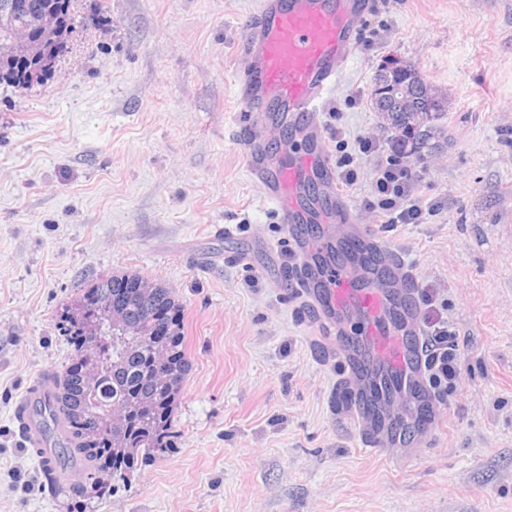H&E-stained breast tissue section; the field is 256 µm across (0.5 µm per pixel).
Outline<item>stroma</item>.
<instances>
[{
  "label": "stroma",
  "instance_id": "stroma-1",
  "mask_svg": "<svg viewBox=\"0 0 512 512\" xmlns=\"http://www.w3.org/2000/svg\"><path fill=\"white\" fill-rule=\"evenodd\" d=\"M258 0H76L51 75L0 85V512H512V0H372L325 106L337 184L414 268L423 317L455 334L443 416L413 452L373 456L336 398L313 326L272 282L293 256L261 200L234 90ZM448 101L441 147L394 158L372 105L391 61ZM407 174L415 224L377 179ZM234 224L235 236L219 226ZM184 306L191 370L175 440L108 498L41 488L11 422L71 349L56 315L107 274Z\"/></svg>",
  "mask_w": 512,
  "mask_h": 512
}]
</instances>
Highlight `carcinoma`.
<instances>
[{
  "mask_svg": "<svg viewBox=\"0 0 512 512\" xmlns=\"http://www.w3.org/2000/svg\"><path fill=\"white\" fill-rule=\"evenodd\" d=\"M15 20L34 30L40 51L34 59L0 54V84L30 86L47 76L68 48L76 29L75 0H11ZM46 12L59 16L55 31L42 33L36 19ZM387 80L411 84L420 96L435 99L433 112L416 119L413 112H385L390 146L396 157L422 160L438 149L433 143L445 115L444 98L409 64L393 63L384 69ZM136 275H107L94 281L75 299L62 304L58 326L71 356L59 373V392L49 412L64 417L71 429L63 456L79 462L82 484L94 472L110 477L92 487L96 494L128 487L139 456L151 457L168 448L174 437V410L181 384L166 385L163 372L180 381L189 371L184 350L182 304L159 283L138 293L127 287ZM118 404L123 418L107 412Z\"/></svg>",
  "mask_w": 512,
  "mask_h": 512,
  "instance_id": "obj_1",
  "label": "carcinoma"
}]
</instances>
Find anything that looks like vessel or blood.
<instances>
[{"instance_id": "vessel-or-blood-1", "label": "vessel or blood", "mask_w": 512, "mask_h": 512, "mask_svg": "<svg viewBox=\"0 0 512 512\" xmlns=\"http://www.w3.org/2000/svg\"><path fill=\"white\" fill-rule=\"evenodd\" d=\"M361 0H260L243 40L251 60L236 76L241 105L256 117L246 140L250 171L263 187L300 257L290 269L292 295L315 310V334L338 355L347 413L361 448L382 454L410 448L434 424L427 388L425 333L409 263L359 224L337 187L336 166L320 116L353 55ZM312 142L290 160L267 158L263 143L282 131ZM53 372L37 375L15 403L16 433L66 483L82 480L58 453L68 434L49 420Z\"/></svg>"}]
</instances>
